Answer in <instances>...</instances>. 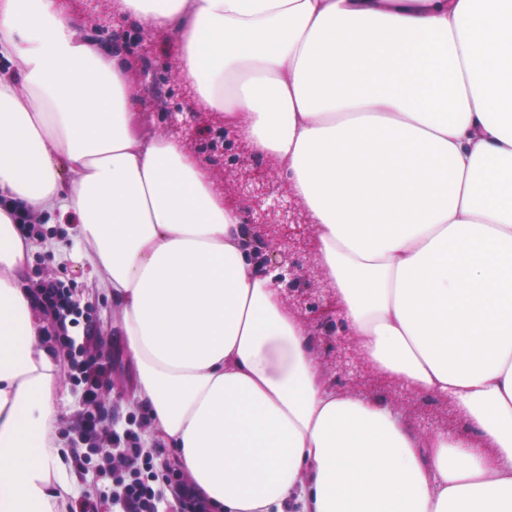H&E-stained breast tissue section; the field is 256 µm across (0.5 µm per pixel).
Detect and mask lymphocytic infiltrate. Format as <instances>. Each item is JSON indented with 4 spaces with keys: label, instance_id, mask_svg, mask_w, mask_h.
Returning <instances> with one entry per match:
<instances>
[{
    "label": "lymphocytic infiltrate",
    "instance_id": "lymphocytic-infiltrate-1",
    "mask_svg": "<svg viewBox=\"0 0 512 512\" xmlns=\"http://www.w3.org/2000/svg\"><path fill=\"white\" fill-rule=\"evenodd\" d=\"M31 300L51 321L50 338L68 351V373L84 412L80 420V438L84 451L76 453L77 464L100 456L98 471L111 475L112 481L97 486L96 495L119 505L120 512H159L163 493L157 487L154 455L144 448L140 431L147 418H130L121 427L103 425L100 391L110 371V363L99 348L96 325L83 318L67 285L50 278H39L30 286ZM84 327V344L69 335L70 327Z\"/></svg>",
    "mask_w": 512,
    "mask_h": 512
}]
</instances>
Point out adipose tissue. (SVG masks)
I'll list each match as a JSON object with an SVG mask.
<instances>
[{
    "instance_id": "1",
    "label": "adipose tissue",
    "mask_w": 512,
    "mask_h": 512,
    "mask_svg": "<svg viewBox=\"0 0 512 512\" xmlns=\"http://www.w3.org/2000/svg\"><path fill=\"white\" fill-rule=\"evenodd\" d=\"M175 30L196 103L288 176L371 366L453 402L421 434L330 385L241 210L148 133L124 59L57 0H0V512H66L35 250L117 305L152 437L213 512H512V0H115ZM0 206L6 210L8 208L11 210L10 212H8V214L12 217L14 223L19 226V229L21 231L26 232L30 236H44V234L45 236H54L61 243L66 244L65 242L67 241V238L65 232H60L61 229L65 231V224H47L51 221L45 219L41 221V223H44L42 224V230L40 224L37 223L36 219L33 217L30 211L22 204L21 201L13 199L7 200L1 198ZM53 231H57V233L54 234Z\"/></svg>"
}]
</instances>
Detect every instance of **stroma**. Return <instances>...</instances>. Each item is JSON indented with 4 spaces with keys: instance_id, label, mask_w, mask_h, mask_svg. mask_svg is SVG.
<instances>
[{
    "instance_id": "35a3bbf8",
    "label": "stroma",
    "mask_w": 512,
    "mask_h": 512,
    "mask_svg": "<svg viewBox=\"0 0 512 512\" xmlns=\"http://www.w3.org/2000/svg\"><path fill=\"white\" fill-rule=\"evenodd\" d=\"M75 17L80 32L91 40L112 39L128 67L130 82L138 90L134 109L146 129L181 140L208 167L212 180L227 202L250 215L255 206H268L284 194L286 178L270 160L256 158L238 139L224 118L198 109L193 94L180 71V44L174 30L152 27L138 18L119 17L112 12V0H62ZM161 68L165 79L149 83L147 73ZM49 276L69 286L73 298L83 299V308L98 316L100 348L112 361V374L104 402L116 421L143 416L134 397L137 370L128 356L125 340L117 326L112 302L96 288L87 267L61 263L44 251L32 253L27 263V279ZM349 331H328L315 338L313 347L330 382L364 398L383 399L415 430L427 433L445 428L458 433L465 427L448 401L424 398L408 390L403 381L364 366L362 381H339L340 368L334 350L351 342Z\"/></svg>"
}]
</instances>
